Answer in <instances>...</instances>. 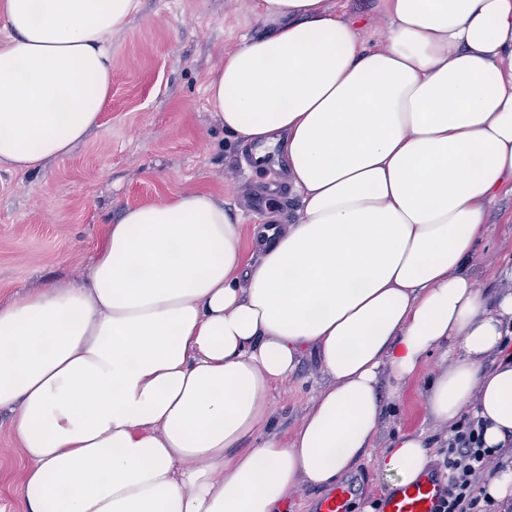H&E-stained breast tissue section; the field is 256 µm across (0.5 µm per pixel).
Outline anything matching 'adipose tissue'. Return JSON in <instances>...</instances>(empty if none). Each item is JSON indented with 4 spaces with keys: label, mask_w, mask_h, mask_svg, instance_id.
I'll list each match as a JSON object with an SVG mask.
<instances>
[{
    "label": "adipose tissue",
    "mask_w": 512,
    "mask_h": 512,
    "mask_svg": "<svg viewBox=\"0 0 512 512\" xmlns=\"http://www.w3.org/2000/svg\"><path fill=\"white\" fill-rule=\"evenodd\" d=\"M362 48L324 0H258L275 24L208 78L220 123L271 144L296 223L242 226L211 193L109 225L84 282L0 306V408L17 409L26 512H286L374 446L380 374L402 391L435 350L430 415L512 446V289L467 272L512 186V0H382ZM138 0H0V169L39 171L99 125L112 36ZM316 356L327 382L285 436L270 394ZM423 435L378 470L415 480Z\"/></svg>",
    "instance_id": "obj_1"
}]
</instances>
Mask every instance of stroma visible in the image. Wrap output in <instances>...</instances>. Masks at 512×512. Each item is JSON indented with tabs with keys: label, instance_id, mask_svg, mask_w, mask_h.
<instances>
[{
	"label": "stroma",
	"instance_id": "obj_1",
	"mask_svg": "<svg viewBox=\"0 0 512 512\" xmlns=\"http://www.w3.org/2000/svg\"><path fill=\"white\" fill-rule=\"evenodd\" d=\"M337 19L357 22L359 46H383L390 21L379 0H326ZM274 26L257 0H140L127 27L112 37V92L98 127L72 152L38 172L0 170V305L49 284L84 278L103 245L107 224L125 208L203 189L223 201L242 224L246 262L256 263L251 231L265 215L249 211L252 191L264 178L246 179L243 145L224 130L208 104L209 73L247 38L270 36ZM512 263V191L487 213V230L468 265L480 288L498 285V270ZM448 361L434 354L420 377L397 395L381 385L384 411L376 445L394 434L416 432L437 459L447 425L433 420L424 380ZM326 378L314 356L273 393L275 427L290 433L300 423L316 388ZM16 414L0 410V512H23L25 460L17 450ZM354 493L349 512L387 494V481L364 460L341 477Z\"/></svg>",
	"mask_w": 512,
	"mask_h": 512
}]
</instances>
